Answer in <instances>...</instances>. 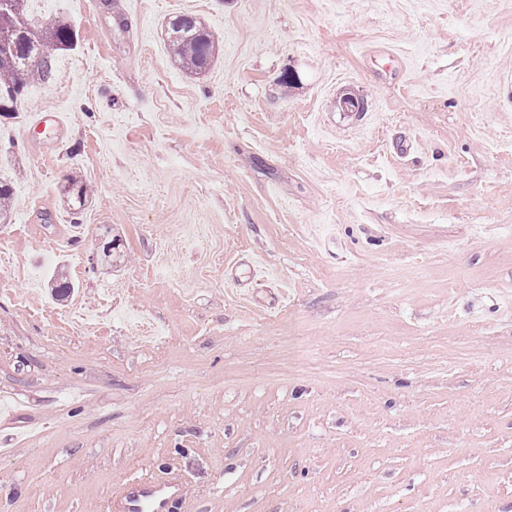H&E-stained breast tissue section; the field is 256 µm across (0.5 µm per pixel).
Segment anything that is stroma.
<instances>
[{
    "label": "stroma",
    "instance_id": "stroma-1",
    "mask_svg": "<svg viewBox=\"0 0 512 512\" xmlns=\"http://www.w3.org/2000/svg\"><path fill=\"white\" fill-rule=\"evenodd\" d=\"M103 1L45 0L74 75L0 115V512L171 474L180 512H512V0ZM169 47L176 61L189 73L207 71L216 59L220 35L199 17L177 15L165 25ZM63 191L67 206L73 211L81 210L92 196L86 181L77 177H70ZM60 321L68 325L73 331L79 333L93 331L100 335L102 331L100 319L91 320L88 315L77 307H73L63 318H60Z\"/></svg>",
    "mask_w": 512,
    "mask_h": 512
}]
</instances>
